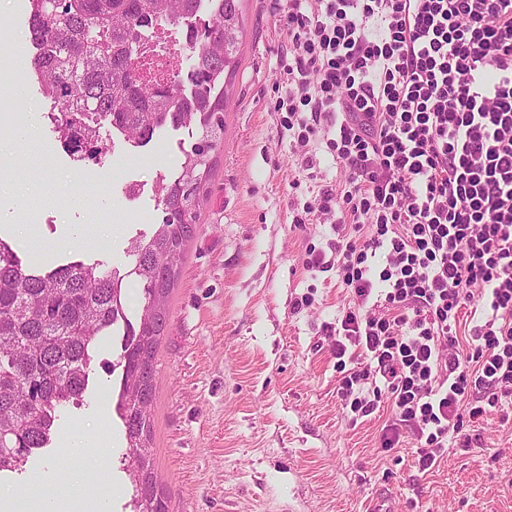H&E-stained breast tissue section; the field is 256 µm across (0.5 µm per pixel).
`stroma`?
Listing matches in <instances>:
<instances>
[{
    "instance_id": "obj_1",
    "label": "stroma",
    "mask_w": 512,
    "mask_h": 512,
    "mask_svg": "<svg viewBox=\"0 0 512 512\" xmlns=\"http://www.w3.org/2000/svg\"><path fill=\"white\" fill-rule=\"evenodd\" d=\"M275 0H245L238 73L229 89L224 138L211 152L193 235L167 305L159 343L150 446L169 512H512V406L473 425L470 447L449 445L429 472H418L420 446L403 434L383 451L390 406L350 421L336 394L339 371L325 324L348 298L336 270L307 271L306 243L335 241L334 216L295 229L292 190L306 180L291 138L272 104L275 70L288 44ZM22 123L0 131V223L32 225L36 239L57 242L50 257L20 251L45 270L71 261L125 271L129 318L144 304L130 275L128 240L152 234L162 219L156 200L126 206L112 189L132 170L150 174L157 153L115 162H73L57 134L42 127L36 82L18 85ZM81 230L70 246L62 228ZM314 289L315 302L294 310ZM80 405L59 410L50 441L22 471L0 478L13 512H34L31 490L110 477L111 512H125L131 484L122 469L126 441L114 413L119 354L111 336L95 345ZM104 424L107 448L66 455V440Z\"/></svg>"
}]
</instances>
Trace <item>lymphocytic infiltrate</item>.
Wrapping results in <instances>:
<instances>
[{
    "mask_svg": "<svg viewBox=\"0 0 512 512\" xmlns=\"http://www.w3.org/2000/svg\"><path fill=\"white\" fill-rule=\"evenodd\" d=\"M273 111L304 170L323 142L345 176L295 228L337 214L349 296L326 335L352 418L390 404L430 471L450 440L512 405V0H288Z\"/></svg>",
    "mask_w": 512,
    "mask_h": 512,
    "instance_id": "1",
    "label": "lymphocytic infiltrate"
}]
</instances>
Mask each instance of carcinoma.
<instances>
[{
	"label": "carcinoma",
	"mask_w": 512,
	"mask_h": 512,
	"mask_svg": "<svg viewBox=\"0 0 512 512\" xmlns=\"http://www.w3.org/2000/svg\"><path fill=\"white\" fill-rule=\"evenodd\" d=\"M199 0H33L28 27L38 53L33 61L40 93L58 112L59 141L84 159L102 144L100 131L83 117L104 118L128 139L150 142L165 126L191 131L181 170L160 183L161 224L147 237L132 238L130 274L139 277L144 315L133 324L123 313L116 276L81 261L42 274L22 266L17 252L0 241V439L23 451L0 452V472L17 471L29 454L45 447L56 412L71 398L82 401L96 340L118 320L126 324L119 360L117 411L127 447L124 466L131 481L133 512H168L153 481L151 405L154 357L163 324L154 297L166 307L193 232L195 210L209 170L196 163L205 148L224 137V98L239 64L244 31L243 0H211L212 23L192 45L185 93L178 82L146 86L133 72L135 30L184 20ZM111 37L103 56L93 45Z\"/></svg>",
	"instance_id": "obj_1"
}]
</instances>
